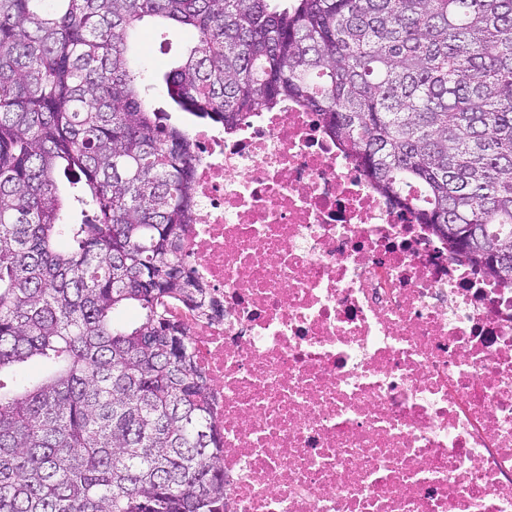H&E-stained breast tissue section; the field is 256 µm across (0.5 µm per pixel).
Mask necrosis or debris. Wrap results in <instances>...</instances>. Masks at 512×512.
Segmentation results:
<instances>
[{
  "label": "necrosis or debris",
  "mask_w": 512,
  "mask_h": 512,
  "mask_svg": "<svg viewBox=\"0 0 512 512\" xmlns=\"http://www.w3.org/2000/svg\"><path fill=\"white\" fill-rule=\"evenodd\" d=\"M198 156L189 329L225 512H512V286L452 260L293 104Z\"/></svg>",
  "instance_id": "necrosis-or-debris-1"
}]
</instances>
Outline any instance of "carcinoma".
Instances as JSON below:
<instances>
[{"mask_svg":"<svg viewBox=\"0 0 512 512\" xmlns=\"http://www.w3.org/2000/svg\"><path fill=\"white\" fill-rule=\"evenodd\" d=\"M146 18L195 30L164 74L194 122L308 108L450 258L512 282V0H0V512H224L171 314L218 312L185 254L198 157L141 92Z\"/></svg>","mask_w":512,"mask_h":512,"instance_id":"carcinoma-1","label":"carcinoma"}]
</instances>
